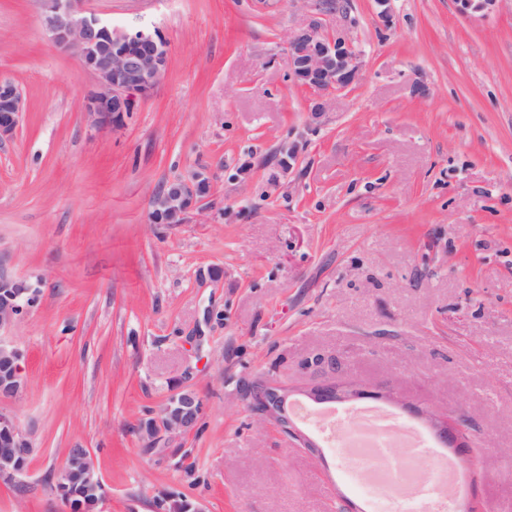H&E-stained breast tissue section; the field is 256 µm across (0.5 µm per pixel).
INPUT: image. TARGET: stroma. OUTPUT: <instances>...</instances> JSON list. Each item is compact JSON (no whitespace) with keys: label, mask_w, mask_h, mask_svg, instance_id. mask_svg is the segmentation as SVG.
Listing matches in <instances>:
<instances>
[{"label":"stroma","mask_w":512,"mask_h":512,"mask_svg":"<svg viewBox=\"0 0 512 512\" xmlns=\"http://www.w3.org/2000/svg\"><path fill=\"white\" fill-rule=\"evenodd\" d=\"M169 44L163 83L117 129L81 112L94 86L54 47L40 0H0V78L24 116L0 143V265L38 285L6 337L25 385L0 399L29 436L0 512H68L51 475L92 454L102 512H371L341 448L320 457L253 414L259 381L305 389L336 358L396 421L468 420L448 512H512V0H349L325 19L360 52L320 120L288 73L311 0H86ZM295 145L290 167L282 145ZM214 174L183 224L152 196ZM189 434L141 429L181 392Z\"/></svg>","instance_id":"obj_1"}]
</instances>
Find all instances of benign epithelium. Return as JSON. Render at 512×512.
<instances>
[{
	"label": "benign epithelium",
	"mask_w": 512,
	"mask_h": 512,
	"mask_svg": "<svg viewBox=\"0 0 512 512\" xmlns=\"http://www.w3.org/2000/svg\"><path fill=\"white\" fill-rule=\"evenodd\" d=\"M46 31L54 46L78 57L84 69L96 78L94 89L86 96L81 111L87 125L99 132L122 123L133 111L137 97L151 95L163 80L168 62V43L155 32H127L113 28L83 7L84 0H41ZM346 0H315L316 13L309 23L294 31L286 42L288 65L293 77L313 96L311 112L319 118L331 97L348 89L355 81L359 55L344 35L328 33L324 17L346 10ZM24 102L18 87L0 79V140L12 136L19 128ZM207 176L196 172L191 178L170 183L156 193L150 209L168 217L173 224L185 221L197 204L198 182ZM38 298V289L16 279L7 271L0 272V331L14 322ZM21 350L0 337V397H12L23 385ZM363 391L323 380L308 392L316 403H345L362 398ZM254 414L263 423L275 425L298 442V447L315 453L316 443L299 432L291 416L289 390L281 385L264 383L250 390ZM154 423L145 427L150 441L161 432L192 431L199 420L200 402L193 393H181ZM445 447L463 448L465 426L449 419V424L434 428ZM30 445L26 433L13 415L0 411V475L11 477L25 473L16 460V449ZM95 490H104L96 465L85 448L77 449L73 458L55 472L54 488L68 506L69 512H90L101 500L77 502L69 496L68 482L75 470Z\"/></svg>",
	"instance_id": "7a95c632"
}]
</instances>
